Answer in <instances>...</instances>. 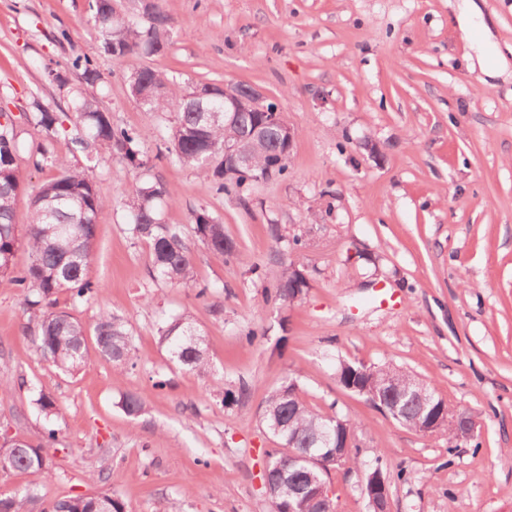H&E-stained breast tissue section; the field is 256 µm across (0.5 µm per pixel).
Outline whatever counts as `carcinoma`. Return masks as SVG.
I'll return each mask as SVG.
<instances>
[{"label": "carcinoma", "mask_w": 512, "mask_h": 512, "mask_svg": "<svg viewBox=\"0 0 512 512\" xmlns=\"http://www.w3.org/2000/svg\"><path fill=\"white\" fill-rule=\"evenodd\" d=\"M90 19L101 38L104 52L122 64L141 50L156 54L164 51L168 43L170 19L154 0L149 17L140 23L116 11L112 0H89ZM70 69L78 72L81 84L95 86L101 73L93 59L75 57ZM129 85L144 96L143 106L149 112L175 113L170 133V146L166 147L171 161L195 171L209 180L215 193L243 197L249 187L266 168L273 167L275 178L288 174V157L278 131L267 130L263 139L250 145L254 165L235 176L224 177V141L246 136L257 122L260 113L244 104L234 113L233 124L211 122L203 112L191 109L192 100L176 79L153 71L140 69L131 72ZM36 112L31 120L47 134L56 135L63 128L60 113L34 102ZM71 112L76 122L87 133L71 139V143L86 152L94 147L98 153L108 152L125 160L135 169L147 167L135 149L137 134L112 124V117L98 106L97 101L77 89L71 98ZM0 283L17 286L28 292L27 310L37 319L39 326V352L52 365L64 372L77 369L85 360L86 328L67 311H52L51 297L67 289L73 300L81 302L98 287L86 279V270L95 244V226L98 213L105 207L95 190L89 167L73 168L63 157L53 162L64 169L58 177L42 184L30 198L31 216L25 241H20L14 224L15 205L23 192L17 164V131L10 117L0 115ZM163 196L160 184L146 180L134 187L128 201L131 213V232L134 238L147 240L152 250L153 277L172 285L193 288V262L184 241L183 228L161 221L156 201ZM275 240L284 245L285 252H297L305 247L302 236L288 237L279 226L271 225ZM193 232L196 238L214 256L224 260L237 255V243L224 233V224L202 209L194 213ZM25 244L31 261L22 270H15L14 256L20 244ZM308 288L304 266L291 260L284 265L275 285V298L291 303ZM160 342L167 348L173 361L181 366L204 371L208 366L203 334L194 319L182 313L158 328ZM94 338L101 355L112 361L115 379H120L132 361L133 332L121 316L103 312L94 326ZM357 375L361 387L382 389L399 387L408 392L416 389L417 378L404 370L391 366L362 368L356 362H340L337 379L343 384ZM431 403L424 411L416 404L408 408L410 417L402 425L422 431L432 411L446 414L441 430L453 432V413L425 385ZM120 407L130 417L139 416L145 407L141 396L124 393ZM266 431L278 440V447L265 451L262 475L264 489L271 512H329L323 503L308 498H288V482L303 488L308 484V473L315 474L320 483L327 484L331 462L329 454L336 450L344 454L343 463L356 464L349 448H336V435L354 428V422L335 412L323 414L309 406L295 380L274 389L268 395L261 411ZM56 430L49 429L42 442L10 440L0 445V472H28L48 477L51 474L45 447L55 440ZM304 454L310 448H319L328 455V464L313 467L301 460L288 468V449ZM50 512H90V499L76 496L55 503Z\"/></svg>", "instance_id": "1"}]
</instances>
